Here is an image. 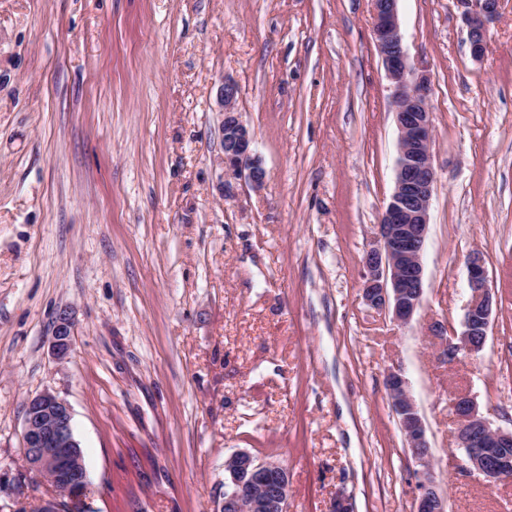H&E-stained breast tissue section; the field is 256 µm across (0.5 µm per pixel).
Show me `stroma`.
I'll use <instances>...</instances> for the list:
<instances>
[{
	"mask_svg": "<svg viewBox=\"0 0 512 512\" xmlns=\"http://www.w3.org/2000/svg\"><path fill=\"white\" fill-rule=\"evenodd\" d=\"M427 76L436 183L410 326L361 297L398 129L370 0H0V512L30 475L24 410L70 406L80 512H217L238 451L288 470V512H413L418 466L385 388L400 371L447 512H512L458 469L449 396L512 429V0L473 58L459 0H398ZM268 179L224 195L223 79ZM497 309L460 330L467 259ZM71 354L50 346L60 310ZM468 285L471 291L460 333L453 331L447 336L444 324L435 322L434 336L439 340L436 356L448 364L460 356H478L484 349L489 335L494 313V302L484 260L479 253L468 259Z\"/></svg>",
	"mask_w": 512,
	"mask_h": 512,
	"instance_id": "obj_1",
	"label": "stroma"
}]
</instances>
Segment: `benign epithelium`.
<instances>
[{"mask_svg": "<svg viewBox=\"0 0 512 512\" xmlns=\"http://www.w3.org/2000/svg\"><path fill=\"white\" fill-rule=\"evenodd\" d=\"M398 0H371L373 35L392 83V107L399 130V153L393 193L381 214L375 244L364 258L366 273L362 297L375 308H392L394 319L407 325L420 306L424 290L423 253L429 229V212L435 183L432 162V113L428 104V82L410 62L402 45ZM468 27L471 55L479 59L486 49L487 26L500 15L501 0H462ZM237 85L226 80L219 91L223 119L224 152L221 164L229 180H241L260 188L267 171L254 153L253 134L236 112ZM471 291L462 330L448 332L440 322L433 325L439 340L438 359L453 363L462 356L479 355L487 341L494 302L482 256L468 259ZM74 346V321L70 313H58L51 332V348L59 358ZM388 396L399 417L412 457L420 466L415 512H445L430 469L429 443L408 382L396 371L385 378ZM456 418L455 441L464 449L462 469L474 471L485 482L496 485L512 480V430L492 426L478 410L475 400L451 395ZM23 453L27 470L46 480L54 491L38 504L39 512H60L62 499L69 495L73 478L88 481L82 454L75 438L70 406L51 391L32 397L24 412ZM231 475L232 489L224 496L219 512H287L288 471L275 460L256 461L245 451L224 461Z\"/></svg>", "mask_w": 512, "mask_h": 512, "instance_id": "7a95c632", "label": "benign epithelium"}]
</instances>
